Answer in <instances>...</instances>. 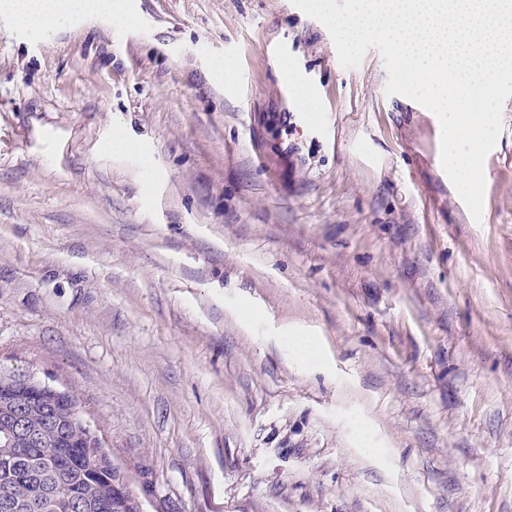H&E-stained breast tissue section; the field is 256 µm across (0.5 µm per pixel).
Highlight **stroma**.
<instances>
[{
    "label": "stroma",
    "mask_w": 512,
    "mask_h": 512,
    "mask_svg": "<svg viewBox=\"0 0 512 512\" xmlns=\"http://www.w3.org/2000/svg\"><path fill=\"white\" fill-rule=\"evenodd\" d=\"M129 2L0 17V367L144 512H512V97L477 222L377 49L343 68L292 0ZM125 0H3L4 12L18 29L42 34L48 27H62L73 16L105 20L129 27L135 18L128 11Z\"/></svg>",
    "instance_id": "35a3bbf8"
}]
</instances>
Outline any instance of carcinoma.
<instances>
[{"instance_id":"1","label":"carcinoma","mask_w":512,"mask_h":512,"mask_svg":"<svg viewBox=\"0 0 512 512\" xmlns=\"http://www.w3.org/2000/svg\"><path fill=\"white\" fill-rule=\"evenodd\" d=\"M18 376L0 367V512H14L15 503L23 512H71L65 499L50 496L59 485L82 501L80 512H101L114 499L115 477L88 454L77 402L34 398Z\"/></svg>"}]
</instances>
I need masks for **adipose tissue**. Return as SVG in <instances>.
Segmentation results:
<instances>
[{"instance_id":"obj_1","label":"adipose tissue","mask_w":512,"mask_h":512,"mask_svg":"<svg viewBox=\"0 0 512 512\" xmlns=\"http://www.w3.org/2000/svg\"><path fill=\"white\" fill-rule=\"evenodd\" d=\"M7 18L18 29L41 34L66 25L72 17L134 25L124 0H5Z\"/></svg>"}]
</instances>
